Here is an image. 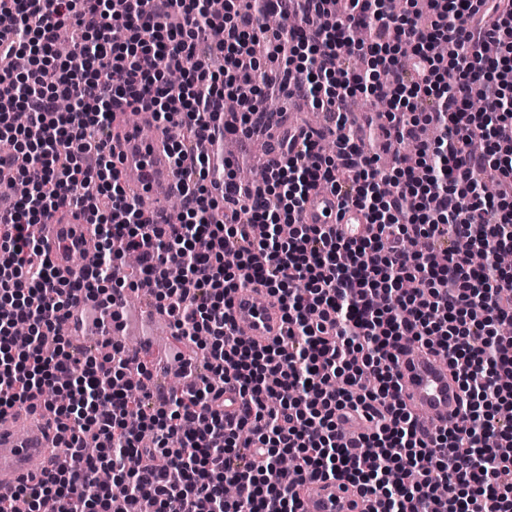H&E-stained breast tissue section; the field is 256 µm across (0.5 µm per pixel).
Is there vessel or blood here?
<instances>
[{
    "label": "vessel or blood",
    "instance_id": "1",
    "mask_svg": "<svg viewBox=\"0 0 512 512\" xmlns=\"http://www.w3.org/2000/svg\"><path fill=\"white\" fill-rule=\"evenodd\" d=\"M152 123L151 113L145 112L140 123L121 128V147L115 162L130 198L154 223L171 224L175 216L167 209L166 201L177 192L179 178L162 135L144 132ZM301 219L306 224L335 226L347 238L371 231L359 209L341 205L336 194L326 189L310 194ZM40 240L58 276L67 280L83 273L77 257L93 254L97 248L90 226L74 207L53 212L42 226ZM230 316L234 328L244 329L249 338L262 344L284 328L279 305L251 287L236 292ZM398 372L402 401L413 414L429 419L426 434L435 435L457 421L462 393L447 364L411 346L400 356ZM65 456L52 418L16 411L0 417V490H14L24 478L57 467ZM297 489L305 512H369L372 504L370 496L340 479H304L298 481Z\"/></svg>",
    "mask_w": 512,
    "mask_h": 512
}]
</instances>
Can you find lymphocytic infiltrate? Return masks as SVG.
I'll list each match as a JSON object with an SVG mask.
<instances>
[{
    "instance_id": "f902f5d3",
    "label": "lymphocytic infiltrate",
    "mask_w": 512,
    "mask_h": 512,
    "mask_svg": "<svg viewBox=\"0 0 512 512\" xmlns=\"http://www.w3.org/2000/svg\"><path fill=\"white\" fill-rule=\"evenodd\" d=\"M279 0H0V176L27 183L0 218V415L41 397L70 454L95 444L80 469L47 470L0 494V512H302L294 480H347L373 512H512V0H293L282 25L261 15ZM72 33L76 50L54 46ZM283 56L285 95L312 100L335 119L336 148L289 136L284 165L262 186L224 171V194L205 181L214 141L205 131L236 97L229 134L264 122L259 98L271 83L263 54ZM382 61L388 81L356 71ZM183 73L171 93L166 66ZM455 74L448 88L445 74ZM387 98L397 143L439 129L415 161L380 169L344 130L357 91ZM127 112L182 124L170 143L184 187L174 228L152 223L130 201L108 136ZM499 186L487 197L481 177ZM327 186L363 211L376 231L342 239L300 215L309 193ZM84 208L99 236L81 279L61 280L29 227L62 206ZM295 233L282 238L278 227ZM139 253L135 277L122 266ZM485 256L483 267L471 252ZM154 284L158 311L200 353L206 376L181 395L153 402L128 372L120 344L97 356L55 327L86 290ZM266 290L286 332L267 345L229 328L227 309L245 285ZM417 344L446 358L463 392L458 422L425 438L398 398L400 354ZM238 391L224 412V386ZM367 423L349 436L336 413ZM250 430L242 438V430ZM295 457L281 474V456ZM237 490L224 496L226 486Z\"/></svg>"
}]
</instances>
